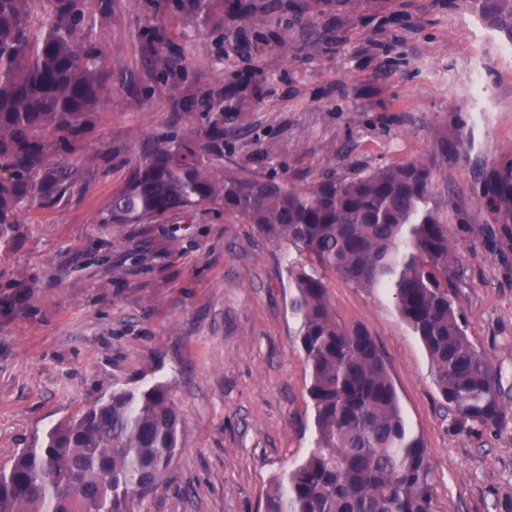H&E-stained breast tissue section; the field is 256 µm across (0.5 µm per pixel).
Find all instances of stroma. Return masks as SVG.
I'll return each instance as SVG.
<instances>
[{
	"instance_id": "1",
	"label": "stroma",
	"mask_w": 512,
	"mask_h": 512,
	"mask_svg": "<svg viewBox=\"0 0 512 512\" xmlns=\"http://www.w3.org/2000/svg\"><path fill=\"white\" fill-rule=\"evenodd\" d=\"M266 24L218 12L187 29L149 0H83L79 41L113 72L74 159L85 187L24 215L0 250V464L112 392L166 386L183 441L136 512H262L314 445L290 271L323 278L339 318L372 336L434 476L431 512H512V0H251ZM180 70L164 75L145 47ZM235 91L224 163L307 186L406 160L435 167L458 252L450 296L503 376L494 426L458 424L429 358L380 291L223 213L113 229L99 222L142 146L208 126ZM28 282L18 296L16 281Z\"/></svg>"
}]
</instances>
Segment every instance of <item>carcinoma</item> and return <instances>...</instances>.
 I'll return each instance as SVG.
<instances>
[{
	"label": "carcinoma",
	"instance_id": "cac0c4a2",
	"mask_svg": "<svg viewBox=\"0 0 512 512\" xmlns=\"http://www.w3.org/2000/svg\"><path fill=\"white\" fill-rule=\"evenodd\" d=\"M0 0V247L21 235L22 214L83 188L70 163L112 80L97 49L76 34L81 0ZM211 0H176L189 27ZM222 118L188 136L154 137L99 219L105 227L155 224L224 209L270 239L306 252L360 288L383 289L418 336L455 420L495 425L502 374L467 335L449 296L458 254L420 160L298 187L217 162ZM291 308L309 372L316 437L309 455L266 492L263 512H430L427 450L402 412L372 336L336 314L324 281L293 277ZM181 414L165 386L120 390L87 405L0 466V512H135L164 481L181 448Z\"/></svg>",
	"mask_w": 512,
	"mask_h": 512
}]
</instances>
